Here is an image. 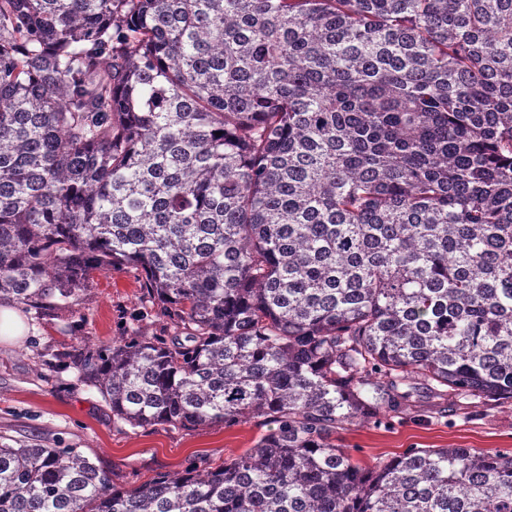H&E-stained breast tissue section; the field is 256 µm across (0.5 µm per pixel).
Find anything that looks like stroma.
I'll return each mask as SVG.
<instances>
[{
	"instance_id": "obj_1",
	"label": "stroma",
	"mask_w": 512,
	"mask_h": 512,
	"mask_svg": "<svg viewBox=\"0 0 512 512\" xmlns=\"http://www.w3.org/2000/svg\"><path fill=\"white\" fill-rule=\"evenodd\" d=\"M26 331L14 342L0 341V435L78 448L112 472L115 486L128 487L158 473L180 472L204 455L213 465L252 448L268 427L262 420L187 431L163 425L118 427L96 389L84 386L66 356L81 346L109 343L135 328L164 333L144 289L140 271L99 272L89 292L70 312L22 308ZM355 458L374 464L408 448L512 450V401L479 407L449 406L381 422H355L338 434Z\"/></svg>"
}]
</instances>
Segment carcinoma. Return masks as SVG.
<instances>
[{"mask_svg": "<svg viewBox=\"0 0 512 512\" xmlns=\"http://www.w3.org/2000/svg\"><path fill=\"white\" fill-rule=\"evenodd\" d=\"M128 267L112 422L272 429L131 489L0 436V512H512V451L336 444L512 399V0H0V304Z\"/></svg>", "mask_w": 512, "mask_h": 512, "instance_id": "cac0c4a2", "label": "carcinoma"}]
</instances>
